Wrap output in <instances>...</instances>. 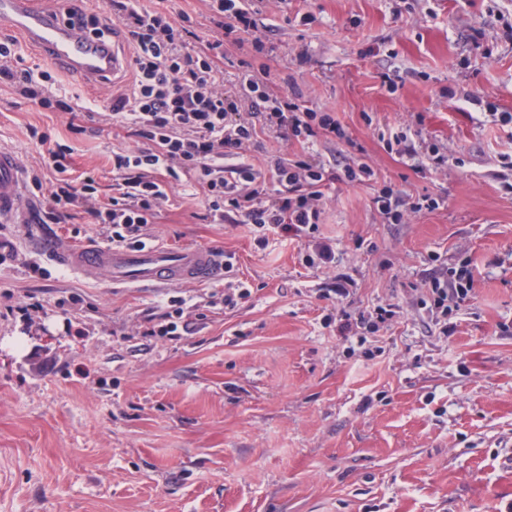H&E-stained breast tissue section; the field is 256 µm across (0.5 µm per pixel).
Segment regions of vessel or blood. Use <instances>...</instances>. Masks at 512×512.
Instances as JSON below:
<instances>
[{
	"label": "vessel or blood",
	"mask_w": 512,
	"mask_h": 512,
	"mask_svg": "<svg viewBox=\"0 0 512 512\" xmlns=\"http://www.w3.org/2000/svg\"><path fill=\"white\" fill-rule=\"evenodd\" d=\"M0 29L18 34L49 61L90 87L121 76L129 67V57L116 41L62 18L53 10L51 0H0ZM26 218L24 169L13 151L0 148V222L20 224ZM30 246L75 274L92 277L106 270L116 285L164 287L210 282L224 274L223 258L205 247L181 251L158 246L108 250L90 245L75 250L38 231L32 233Z\"/></svg>",
	"instance_id": "1"
}]
</instances>
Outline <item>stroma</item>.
Instances as JSON below:
<instances>
[{"instance_id": "35a3bbf8", "label": "stroma", "mask_w": 512, "mask_h": 512, "mask_svg": "<svg viewBox=\"0 0 512 512\" xmlns=\"http://www.w3.org/2000/svg\"><path fill=\"white\" fill-rule=\"evenodd\" d=\"M270 95L330 113L344 138L261 136L255 165L309 153L357 157L371 182L325 188L319 233L336 268L309 266L305 239L258 246L212 224L199 196L171 195L148 243L235 256L249 299L224 284L116 288L29 250L0 224V311L36 294L40 311L0 314V512H505L512 504V0H256ZM310 24H300L301 16ZM63 88L92 114L45 112L0 85V147L51 183L31 128L69 145L73 176L113 194L112 153L135 146L109 115L107 87ZM407 131L445 166L414 169L385 135ZM390 185L440 198L402 223L373 202ZM470 264L474 294L441 335L419 302L430 258ZM349 274L351 315H397L366 337L338 335L329 288ZM79 304H67L69 295ZM200 315L171 339L143 336L167 296Z\"/></svg>"}]
</instances>
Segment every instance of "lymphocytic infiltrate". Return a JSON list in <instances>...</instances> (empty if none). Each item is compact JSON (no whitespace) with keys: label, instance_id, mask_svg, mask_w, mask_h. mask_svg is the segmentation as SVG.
Here are the masks:
<instances>
[{"label":"lymphocytic infiltrate","instance_id":"f902f5d3","mask_svg":"<svg viewBox=\"0 0 512 512\" xmlns=\"http://www.w3.org/2000/svg\"><path fill=\"white\" fill-rule=\"evenodd\" d=\"M207 2L216 34L194 44L187 40L190 15L149 11L139 8L137 0H108L133 48L134 64L131 84L112 88V123L127 128L141 145L113 154L116 193L102 205L93 176L75 179L69 174L64 160L70 146L50 144L48 134H38L39 143L49 146L46 163L55 178L47 187L39 175L30 174L34 189L46 192L34 219L70 224L87 218L111 225L112 246H139L143 228L155 223L169 190L186 180L201 194L210 223L248 224L282 237L305 234L319 266L331 267L336 244L317 234L323 190L335 181L365 183L374 172L358 160L336 171L306 153L276 159L264 170L249 161L248 152L260 135L306 139L322 131L336 135L340 129L330 115L301 111L289 97L269 98L251 69L241 71L237 88L225 89L219 66L224 40L249 34L254 20L247 0ZM19 60L16 42L0 43V84L50 112L85 110L81 97L64 90L50 71L19 67ZM375 203L392 224L440 205L439 199L416 198L390 187L380 191ZM474 285L471 267L441 268L424 281L420 302L435 310L444 328L449 312L471 298Z\"/></svg>","mask_w":512,"mask_h":512}]
</instances>
